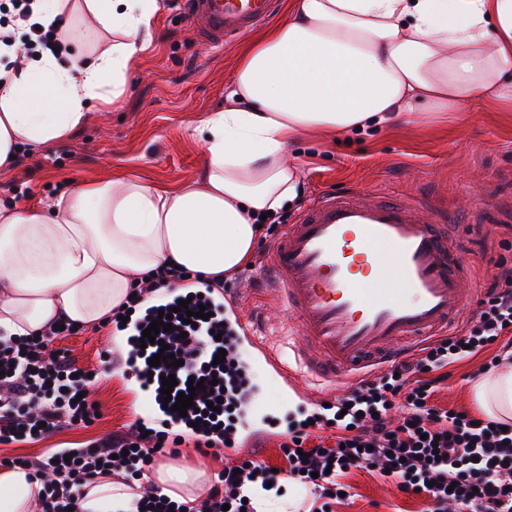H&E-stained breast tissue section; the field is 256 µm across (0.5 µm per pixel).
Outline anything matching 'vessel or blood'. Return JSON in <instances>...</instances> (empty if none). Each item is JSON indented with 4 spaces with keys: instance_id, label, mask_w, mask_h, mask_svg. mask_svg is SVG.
Segmentation results:
<instances>
[{
    "instance_id": "b4317fda",
    "label": "vessel or blood",
    "mask_w": 512,
    "mask_h": 512,
    "mask_svg": "<svg viewBox=\"0 0 512 512\" xmlns=\"http://www.w3.org/2000/svg\"><path fill=\"white\" fill-rule=\"evenodd\" d=\"M197 35L219 48L278 13L279 0H185ZM433 197L327 190L272 242L268 284L294 315L284 354L260 348L275 372L331 386L359 380L452 333L473 302L471 277Z\"/></svg>"
}]
</instances>
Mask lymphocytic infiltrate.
I'll use <instances>...</instances> for the list:
<instances>
[{
    "label": "lymphocytic infiltrate",
    "instance_id": "1",
    "mask_svg": "<svg viewBox=\"0 0 512 512\" xmlns=\"http://www.w3.org/2000/svg\"><path fill=\"white\" fill-rule=\"evenodd\" d=\"M205 308L206 318L190 325L187 311ZM187 311L173 314L172 328L160 340L134 347L133 355L148 359L168 345L177 363L151 366L144 388L165 401L161 379L175 375L178 391L188 389L189 378H217L212 390L196 391L182 427L162 421L147 437L136 440L122 433L87 447L58 449L35 468L42 478L41 512H80L87 488L97 478L124 474L143 476L156 456L178 454L187 436L196 447L219 451L236 444L239 410L252 396V380L239 363L230 332L224 331V310L206 291L192 292ZM512 265H499L484 286L478 308L461 332L433 341L416 359L392 363L352 388L331 404L329 413L288 425L283 444L284 474L311 487L328 512L341 502L348 486L342 478L350 468H363L393 479L409 494L420 493L425 512H512V427L502 431L492 421H475L471 414L439 407L433 397L446 380L449 365L470 360L494 343H502L512 359ZM58 326L38 336L0 335V444L45 436L65 425L90 424L99 416L87 397V371L76 370L63 356L47 352L49 336ZM219 403L207 414L210 403ZM404 404L406 414L392 420L390 413ZM332 430L331 440L311 442L313 429ZM271 466L250 451L238 466H225L207 498L195 506L173 500L155 488L130 504L129 512H241L248 486L279 480Z\"/></svg>",
    "mask_w": 512,
    "mask_h": 512
}]
</instances>
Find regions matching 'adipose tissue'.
Instances as JSON below:
<instances>
[{"label": "adipose tissue", "mask_w": 512, "mask_h": 512, "mask_svg": "<svg viewBox=\"0 0 512 512\" xmlns=\"http://www.w3.org/2000/svg\"><path fill=\"white\" fill-rule=\"evenodd\" d=\"M33 18L68 29L79 11L120 34L110 48L62 64L50 53L16 66L21 39L0 42V172L21 146L66 139L91 101L121 95L157 0H33ZM224 110L197 126L200 183L162 191L134 180L79 183L39 208L0 201V331L40 335L58 319L111 323L131 288L176 265L223 283L245 265L256 218L299 193L288 163L305 132L351 135L408 112H453L493 100L512 108V0H289L285 19L239 57ZM491 420L512 421V369L482 380ZM42 485L0 469V512H34ZM136 491L109 477L82 512H125Z\"/></svg>", "instance_id": "adipose-tissue-1"}]
</instances>
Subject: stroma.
I'll return each mask as SVG.
<instances>
[{
  "instance_id": "1",
  "label": "stroma",
  "mask_w": 512,
  "mask_h": 512,
  "mask_svg": "<svg viewBox=\"0 0 512 512\" xmlns=\"http://www.w3.org/2000/svg\"><path fill=\"white\" fill-rule=\"evenodd\" d=\"M242 49L239 42L220 49L204 45L191 18L174 0H158L150 35L129 65L122 95L91 102L88 119L67 140L34 152L22 149L17 170L0 173V199L27 207L72 183L129 179L173 191L197 181L205 154L192 128L209 113L223 109L224 88ZM292 153L302 191L283 213L291 222L320 191L353 186L389 190L409 199L429 194L455 215L481 209L489 198L503 204L512 201V112L490 101L465 104L429 121L409 116L350 138L307 136ZM281 230L277 223L265 225L251 266L224 279L244 313L257 316L265 339L274 334L276 321L288 316L276 293L259 280L267 248ZM455 243L472 263L474 287H482L498 262L512 263V221L495 214ZM110 335L107 327L78 329L52 343L79 368L96 373L92 396L100 405V419L88 427L60 428L35 442L0 444V460H37L59 448L98 442L127 431L141 417L148 397L120 368L99 358L110 345ZM477 368L474 361L450 365L437 403L482 416L471 378ZM263 383L267 406L256 420L268 431L261 457L272 466L284 463L280 445L288 436L289 420L304 419L321 403L335 401L350 389L340 382L332 390L298 399L284 393L271 374H264ZM244 454V449L234 448L203 455L189 440L180 455L160 458L157 464L195 474V481L180 492L198 500L225 465ZM344 481L353 497L337 512H421L423 508L421 498L402 493L394 481L379 475L355 470Z\"/></svg>"
}]
</instances>
